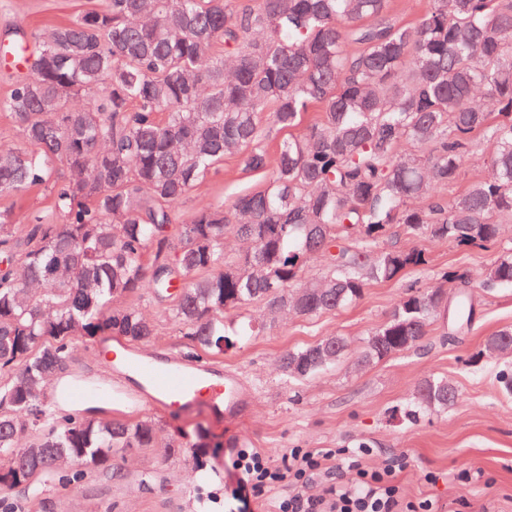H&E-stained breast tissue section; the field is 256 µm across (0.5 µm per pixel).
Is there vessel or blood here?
<instances>
[{
  "instance_id": "b4317fda",
  "label": "vessel or blood",
  "mask_w": 512,
  "mask_h": 512,
  "mask_svg": "<svg viewBox=\"0 0 512 512\" xmlns=\"http://www.w3.org/2000/svg\"><path fill=\"white\" fill-rule=\"evenodd\" d=\"M121 374L135 384L145 403L159 411L201 408L221 423L240 418L250 406L236 375L210 364L188 367L137 350L122 359Z\"/></svg>"
}]
</instances>
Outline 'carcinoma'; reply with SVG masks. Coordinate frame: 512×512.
Here are the masks:
<instances>
[{"label":"carcinoma","instance_id":"obj_1","mask_svg":"<svg viewBox=\"0 0 512 512\" xmlns=\"http://www.w3.org/2000/svg\"><path fill=\"white\" fill-rule=\"evenodd\" d=\"M319 106V121L300 127ZM27 144L0 148V197L47 185L61 222L36 214L17 233L0 209V487L43 476L80 482L112 455L149 448L155 424L53 413L40 386L66 370L69 343L106 328L131 346L156 335L137 304L170 299L193 358L219 357L247 324L226 318L254 301L318 316L351 304L371 280L427 264L417 248L375 250L394 227L414 236L489 242L512 217V0H427L413 24L389 0H105L34 37L30 74L0 97ZM288 132L270 157L259 116ZM491 141V174L451 200L436 195ZM268 174L260 191L208 205L173 228L175 206L224 156ZM65 167L69 176L58 175ZM241 243L233 261L224 240ZM312 255L326 271L302 277ZM451 274L416 291L370 334L376 363L417 346L447 308ZM512 285V256L483 287ZM135 302L114 307L112 301ZM459 292L454 322L471 321ZM512 329L486 339L500 355ZM332 345L319 355L322 342ZM284 352L304 381L336 364L341 336ZM458 397L426 378L405 415ZM30 445L17 446L31 431Z\"/></svg>","mask_w":512,"mask_h":512}]
</instances>
